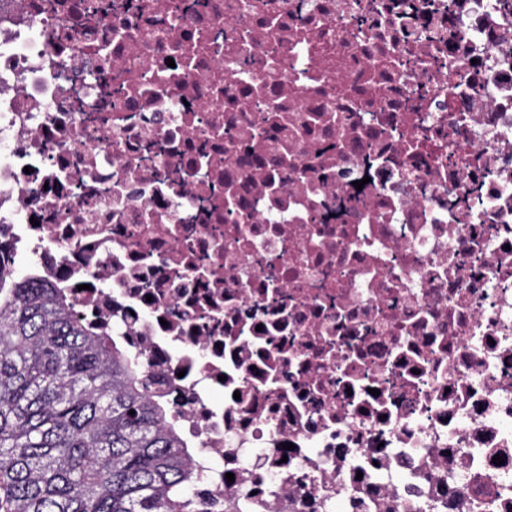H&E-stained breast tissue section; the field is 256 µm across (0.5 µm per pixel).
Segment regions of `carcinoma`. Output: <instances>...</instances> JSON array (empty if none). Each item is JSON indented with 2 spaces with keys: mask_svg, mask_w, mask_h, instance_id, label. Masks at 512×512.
Returning <instances> with one entry per match:
<instances>
[{
  "mask_svg": "<svg viewBox=\"0 0 512 512\" xmlns=\"http://www.w3.org/2000/svg\"><path fill=\"white\" fill-rule=\"evenodd\" d=\"M0 244V512H202L153 376Z\"/></svg>",
  "mask_w": 512,
  "mask_h": 512,
  "instance_id": "1",
  "label": "carcinoma"
}]
</instances>
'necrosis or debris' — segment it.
<instances>
[{"label":"necrosis or debris","mask_w":512,"mask_h":512,"mask_svg":"<svg viewBox=\"0 0 512 512\" xmlns=\"http://www.w3.org/2000/svg\"><path fill=\"white\" fill-rule=\"evenodd\" d=\"M101 2L0 6V239L196 496L512 512V0Z\"/></svg>","instance_id":"1"}]
</instances>
